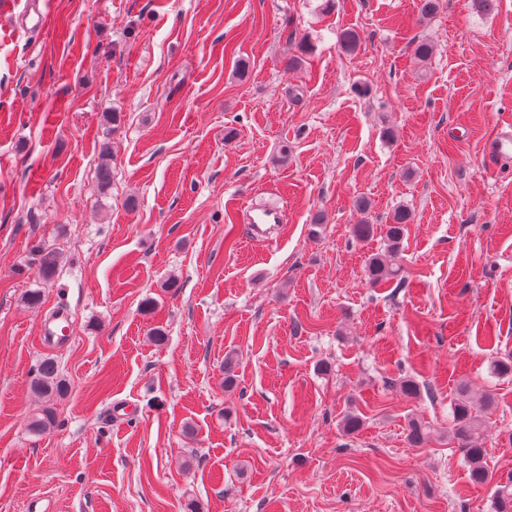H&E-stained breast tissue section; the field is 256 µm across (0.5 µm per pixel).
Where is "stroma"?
<instances>
[{"label":"stroma","instance_id":"35a3bbf8","mask_svg":"<svg viewBox=\"0 0 512 512\" xmlns=\"http://www.w3.org/2000/svg\"><path fill=\"white\" fill-rule=\"evenodd\" d=\"M419 5L0 0V512H494L512 157L492 172L483 150L512 122V0ZM254 203L285 212L265 242ZM401 208L403 276L372 286L383 240L352 227ZM62 309L69 339L42 342ZM46 357L65 390L36 436ZM462 386L490 402L489 485L450 440ZM413 418L434 429L420 448Z\"/></svg>","mask_w":512,"mask_h":512}]
</instances>
